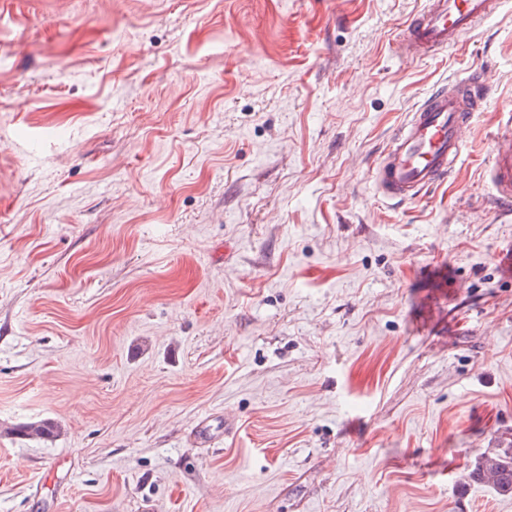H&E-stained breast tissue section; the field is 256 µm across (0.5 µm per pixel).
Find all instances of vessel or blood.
I'll return each mask as SVG.
<instances>
[{
	"label": "vessel or blood",
	"instance_id": "vessel-or-blood-1",
	"mask_svg": "<svg viewBox=\"0 0 512 512\" xmlns=\"http://www.w3.org/2000/svg\"><path fill=\"white\" fill-rule=\"evenodd\" d=\"M501 0H426L405 25L400 49L425 58L456 45L493 15ZM482 71H469L438 88L411 112L373 171L376 191L395 202H413L445 181L463 155L461 132L486 98ZM484 176L498 209L512 211V135L494 141Z\"/></svg>",
	"mask_w": 512,
	"mask_h": 512
}]
</instances>
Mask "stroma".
Here are the masks:
<instances>
[{
    "label": "stroma",
    "instance_id": "35a3bbf8",
    "mask_svg": "<svg viewBox=\"0 0 512 512\" xmlns=\"http://www.w3.org/2000/svg\"><path fill=\"white\" fill-rule=\"evenodd\" d=\"M422 4L0 0V512H512L469 476L512 444V0L420 62ZM471 69L455 171L384 201ZM480 70L430 93L410 112L373 171L376 191L413 202L445 181L463 155L461 132L486 99ZM484 176L492 187V197L498 209L512 211V132L508 137H497L491 156L484 166ZM58 426L51 421H39L20 425L12 431L17 436L48 440L54 437Z\"/></svg>",
    "mask_w": 512,
    "mask_h": 512
}]
</instances>
